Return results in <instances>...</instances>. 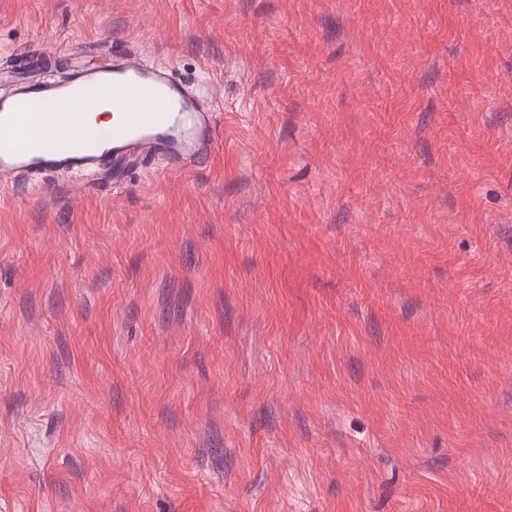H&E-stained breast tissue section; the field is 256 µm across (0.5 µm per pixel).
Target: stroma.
Masks as SVG:
<instances>
[{
    "label": "stroma",
    "instance_id": "35a3bbf8",
    "mask_svg": "<svg viewBox=\"0 0 512 512\" xmlns=\"http://www.w3.org/2000/svg\"><path fill=\"white\" fill-rule=\"evenodd\" d=\"M126 50L217 149L0 190V512H512V0H0Z\"/></svg>",
    "mask_w": 512,
    "mask_h": 512
}]
</instances>
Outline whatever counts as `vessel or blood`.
Here are the masks:
<instances>
[{
    "label": "vessel or blood",
    "mask_w": 512,
    "mask_h": 512,
    "mask_svg": "<svg viewBox=\"0 0 512 512\" xmlns=\"http://www.w3.org/2000/svg\"><path fill=\"white\" fill-rule=\"evenodd\" d=\"M112 90L115 121L104 137L82 116ZM215 117L163 64L125 55L99 68L72 67L59 80L17 82L0 94V176L14 182L60 172L119 180L155 156L170 169L202 163L214 150Z\"/></svg>",
    "instance_id": "obj_1"
}]
</instances>
